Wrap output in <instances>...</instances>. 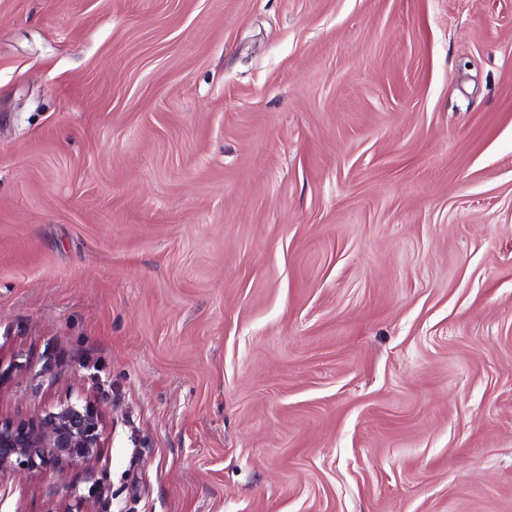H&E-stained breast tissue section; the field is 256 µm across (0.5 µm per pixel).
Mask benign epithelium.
Returning <instances> with one entry per match:
<instances>
[{
    "label": "benign epithelium",
    "mask_w": 512,
    "mask_h": 512,
    "mask_svg": "<svg viewBox=\"0 0 512 512\" xmlns=\"http://www.w3.org/2000/svg\"><path fill=\"white\" fill-rule=\"evenodd\" d=\"M103 444V414L90 399L82 406L64 402L37 419H0V476L36 468L63 475L78 464L91 469ZM100 489L98 483L85 493L76 482L63 484L60 512H93Z\"/></svg>",
    "instance_id": "obj_1"
}]
</instances>
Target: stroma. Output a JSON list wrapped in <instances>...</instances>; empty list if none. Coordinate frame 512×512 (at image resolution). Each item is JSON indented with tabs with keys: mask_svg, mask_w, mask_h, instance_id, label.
<instances>
[{
	"mask_svg": "<svg viewBox=\"0 0 512 512\" xmlns=\"http://www.w3.org/2000/svg\"><path fill=\"white\" fill-rule=\"evenodd\" d=\"M19 355L94 512H512V0H0Z\"/></svg>",
	"mask_w": 512,
	"mask_h": 512,
	"instance_id": "1",
	"label": "stroma"
}]
</instances>
